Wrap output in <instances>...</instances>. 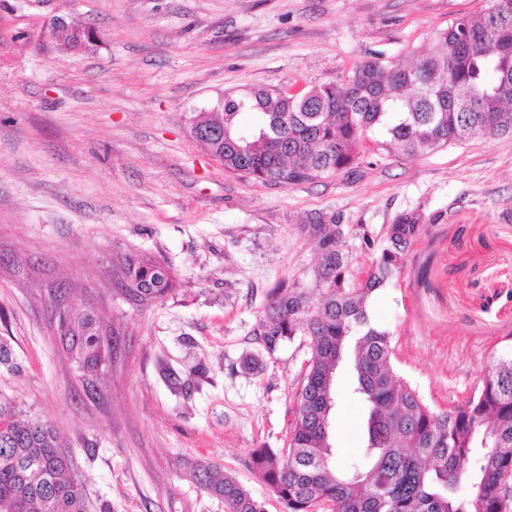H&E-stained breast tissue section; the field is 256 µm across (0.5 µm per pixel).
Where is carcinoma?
Returning a JSON list of instances; mask_svg holds the SVG:
<instances>
[{"mask_svg":"<svg viewBox=\"0 0 512 512\" xmlns=\"http://www.w3.org/2000/svg\"><path fill=\"white\" fill-rule=\"evenodd\" d=\"M61 38L70 48L95 40L91 31L80 39L68 27ZM251 111L258 121L243 124L241 114ZM209 124L224 135L198 142L225 171L284 187L348 168L375 130L383 132V147L406 156L512 136V0H488L479 16L455 19L412 65L370 60L344 85L312 89L291 103L262 89L227 94ZM307 227L319 246L310 285L278 282L259 324L266 353L296 336L307 337L310 353L288 450H252L266 485L286 512H315L322 503L333 512H508L512 359H492L473 395L435 411L394 371L391 334L371 316L373 293L404 270L421 233L419 217L398 216L387 244L357 276L339 217L316 212ZM118 282L122 293L148 303L167 296L174 277L156 259L126 254ZM51 302L74 323L66 328L61 321L56 332L77 376L97 388L111 348L98 314L60 283ZM342 368L365 405L364 462L347 468L330 442ZM193 478L224 501L225 512H264L261 501L210 464H196ZM0 512H88L85 486L54 426L10 402H0Z\"/></svg>","mask_w":512,"mask_h":512,"instance_id":"cac0c4a2","label":"carcinoma"}]
</instances>
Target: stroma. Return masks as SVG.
<instances>
[{
    "instance_id": "35a3bbf8",
    "label": "stroma",
    "mask_w": 512,
    "mask_h": 512,
    "mask_svg": "<svg viewBox=\"0 0 512 512\" xmlns=\"http://www.w3.org/2000/svg\"><path fill=\"white\" fill-rule=\"evenodd\" d=\"M486 0H0V400L50 421L89 512H224L190 475L209 463L285 512L255 448L287 449L309 349L265 354L267 293L307 281L310 214L348 226L353 270L401 214L422 218L406 267L377 291L396 373L435 410L512 357V139L407 157L367 139L352 169L282 187L225 172L190 134L222 95L341 85L366 61L408 65ZM96 32L63 48L54 19ZM127 253L168 263L175 287L137 305L112 279ZM66 282L111 326L112 365L88 399L53 336ZM255 355L260 369H243ZM176 372L172 385L168 372ZM333 443L362 457L361 402L339 379Z\"/></svg>"
}]
</instances>
